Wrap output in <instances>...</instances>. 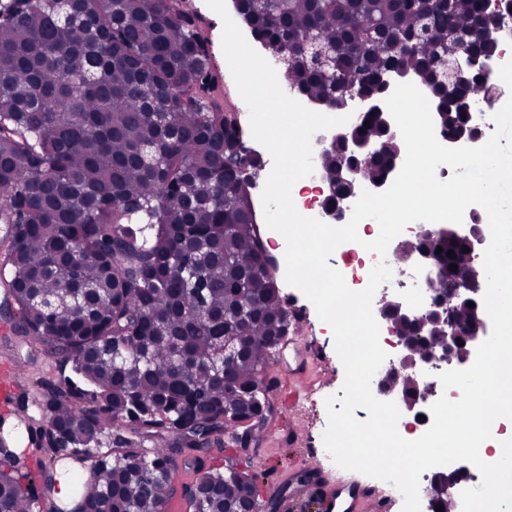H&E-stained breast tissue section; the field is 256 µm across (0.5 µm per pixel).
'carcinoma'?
<instances>
[{
  "mask_svg": "<svg viewBox=\"0 0 512 512\" xmlns=\"http://www.w3.org/2000/svg\"><path fill=\"white\" fill-rule=\"evenodd\" d=\"M236 2L297 92L340 108L350 84L374 100L386 73L415 74L448 129H468L452 100L488 75L453 87L444 71L490 55V0ZM450 24L471 32L465 47L444 40ZM314 43L330 68L313 65ZM207 44L191 0H0V287L20 312L13 332L71 365L48 384L40 424L94 459L75 503L92 512H161L174 452L233 446L252 416L261 431L263 374L294 324L252 212L245 172L258 160ZM367 120L380 151L359 164L376 180L399 146L379 116ZM431 246L454 253L436 269L448 290L468 254L451 236ZM227 338L243 349L222 365ZM118 423L133 437L102 451ZM16 463L0 440V512H35ZM200 481L194 512L248 494L231 466Z\"/></svg>",
  "mask_w": 512,
  "mask_h": 512,
  "instance_id": "1",
  "label": "carcinoma"
}]
</instances>
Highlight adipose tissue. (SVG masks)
Wrapping results in <instances>:
<instances>
[{
	"mask_svg": "<svg viewBox=\"0 0 512 512\" xmlns=\"http://www.w3.org/2000/svg\"><path fill=\"white\" fill-rule=\"evenodd\" d=\"M493 356L486 366L488 393L480 407L461 409L450 414L448 423L458 435V446L468 452L476 465H492L496 478L484 491L480 512H501L505 498L512 496V448L504 442L474 448L470 434L487 418L512 420V344L493 341Z\"/></svg>",
	"mask_w": 512,
	"mask_h": 512,
	"instance_id": "1",
	"label": "adipose tissue"
}]
</instances>
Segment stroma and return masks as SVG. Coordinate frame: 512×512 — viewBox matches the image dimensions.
I'll return each mask as SVG.
<instances>
[{
    "mask_svg": "<svg viewBox=\"0 0 512 512\" xmlns=\"http://www.w3.org/2000/svg\"><path fill=\"white\" fill-rule=\"evenodd\" d=\"M297 306L301 311V336L289 340L268 364L265 375L272 382L271 395L275 413L268 424L273 435L253 443L248 456H225L223 451L212 448L205 452L185 451L176 454L177 469L172 472L168 512H192L188 491L197 477L209 466L234 464L251 471L256 477L262 498L272 499L274 512H325L323 504L316 499L299 494L297 481L301 473L300 459L310 451L323 450V433L328 422L325 400L338 394L345 377L341 360L334 349L332 332L326 328L306 297H299ZM13 359L23 363L25 373L18 383L19 390L28 398L30 416H37L36 403L45 392L46 383L59 376L60 359L45 348L30 345L21 339H12L10 344L0 343V360ZM297 387L312 390L313 395L303 408L287 404L283 389L287 382ZM90 460L78 461L63 458L49 472L30 470L35 482H42L44 475H51V489L47 494L49 503L69 507L76 495L75 485L61 487L62 478L79 472L89 474ZM278 471L285 477V496L270 495L266 483L267 471Z\"/></svg>",
    "mask_w": 512,
    "mask_h": 512,
    "instance_id": "obj_1",
    "label": "stroma"
}]
</instances>
